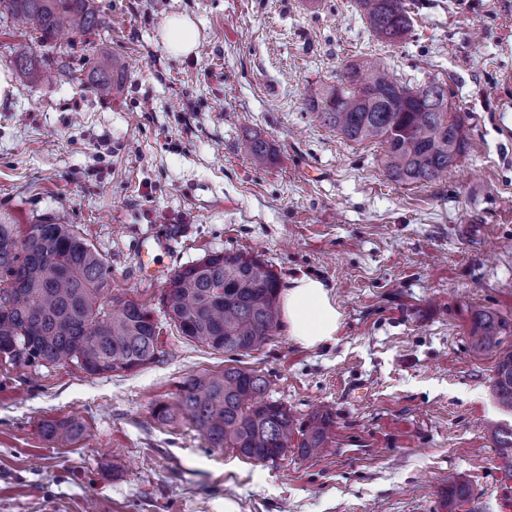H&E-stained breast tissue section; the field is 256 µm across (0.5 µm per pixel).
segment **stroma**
I'll list each match as a JSON object with an SVG mask.
<instances>
[{"label":"stroma","mask_w":512,"mask_h":512,"mask_svg":"<svg viewBox=\"0 0 512 512\" xmlns=\"http://www.w3.org/2000/svg\"><path fill=\"white\" fill-rule=\"evenodd\" d=\"M405 41L375 39L355 0H97L112 28L62 45L72 76L16 84L0 105V215L20 230L69 224L112 269V291L160 311L167 275L214 251L265 261L279 282L324 281L342 314L334 344L286 326L248 354L164 324L155 363L92 376L73 364L0 359V512H512L487 433L499 350L474 351L473 316L512 320V0H406ZM191 17L192 54H170L167 16ZM127 67L120 95L86 80L92 58ZM352 61L398 83H447L467 153L420 185L388 179L380 144L341 137L307 109ZM261 135L265 164L247 146ZM173 233L166 275L139 246ZM261 371L272 399L307 424L332 412L318 458L273 462L208 447L155 403L188 376ZM75 416L88 439L47 440Z\"/></svg>","instance_id":"stroma-1"}]
</instances>
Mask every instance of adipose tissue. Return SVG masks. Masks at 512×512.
Listing matches in <instances>:
<instances>
[{"instance_id":"obj_1","label":"adipose tissue","mask_w":512,"mask_h":512,"mask_svg":"<svg viewBox=\"0 0 512 512\" xmlns=\"http://www.w3.org/2000/svg\"><path fill=\"white\" fill-rule=\"evenodd\" d=\"M281 302L284 323L294 341L306 348L335 341L341 314L322 280L307 275L288 280Z\"/></svg>"}]
</instances>
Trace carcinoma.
<instances>
[{
	"instance_id": "obj_1",
	"label": "carcinoma",
	"mask_w": 512,
	"mask_h": 512,
	"mask_svg": "<svg viewBox=\"0 0 512 512\" xmlns=\"http://www.w3.org/2000/svg\"><path fill=\"white\" fill-rule=\"evenodd\" d=\"M372 34L398 43L412 32L405 0H356ZM13 27L33 29L48 46L61 31L79 38L109 27L94 0H0ZM52 60L32 53L11 65L20 80L37 81ZM67 74L64 56L53 60ZM123 68L109 54L97 56L87 80L102 94L123 91ZM352 62L334 85L308 103L323 124L349 141L375 140L384 145L389 178L405 184L431 182L447 172L467 149L464 121L448 106V85L431 81L416 87L392 80L383 67L361 76ZM253 161L268 159L261 137L249 144ZM112 270L101 254L69 224H32L23 243L17 225L0 220V354L24 365L76 363L89 375L128 372L156 361L159 324L153 312L133 300L107 299ZM279 281L255 256L215 251L182 266L170 277L161 299L164 316L181 336L227 353H247L272 336L279 319ZM505 322L490 310L474 315L472 345L477 351L498 347ZM268 380L260 372L226 367L218 374L184 379L176 397L155 405L160 423L188 420L208 446L230 448L246 459L273 462L288 451L294 434L301 455L321 454L332 426L330 413L297 424L290 409L268 399ZM489 393L497 406L512 414V351L498 355ZM53 442L70 444L85 434L75 418L42 424ZM489 433L512 477V422L494 421ZM469 495L464 482L448 477L446 507Z\"/></svg>"
}]
</instances>
